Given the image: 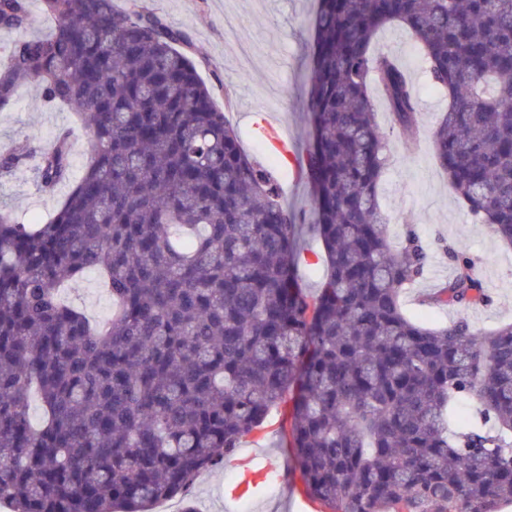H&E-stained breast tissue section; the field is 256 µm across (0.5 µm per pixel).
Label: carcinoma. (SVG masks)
I'll return each instance as SVG.
<instances>
[{"label":"carcinoma","mask_w":512,"mask_h":512,"mask_svg":"<svg viewBox=\"0 0 512 512\" xmlns=\"http://www.w3.org/2000/svg\"><path fill=\"white\" fill-rule=\"evenodd\" d=\"M0 0L15 32L0 112L33 83L86 129L0 151V180L37 159L36 186L67 193L44 221L0 205V504L11 512H151L188 494L286 399L290 447L329 512H497L512 500V322L477 330L407 315L429 254L398 245L380 203L389 164L377 88L420 135L415 89L376 36L404 28L448 98L433 148L474 223L512 244V0H317L303 176L306 224L241 148L190 34L141 0ZM328 272L305 292L299 239ZM454 275L432 302L491 298L479 258L444 245ZM90 273L103 321L61 291ZM41 423L29 413L32 394Z\"/></svg>","instance_id":"1"}]
</instances>
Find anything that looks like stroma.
Wrapping results in <instances>:
<instances>
[{"mask_svg": "<svg viewBox=\"0 0 512 512\" xmlns=\"http://www.w3.org/2000/svg\"><path fill=\"white\" fill-rule=\"evenodd\" d=\"M173 25L187 30L202 57L197 69L214 86L215 103L231 101L229 118L243 149L266 166L276 179L283 200L312 219V199L306 183L297 181L292 166L281 165L260 141L252 127V113L265 112L286 125L297 156L307 145L305 105L312 82L310 47L315 0H144ZM377 50L395 56L414 83L419 110L420 142H412L395 130L384 104H376V121L388 136L390 164L380 188L381 205L391 220V241H398L406 225H415L427 245L430 262L426 273L403 296L405 308L437 323L464 316L478 329L512 321V247L483 224L473 223L456 198L436 159L432 134L447 101L430 88L425 67L410 35L392 26L376 38ZM73 121L67 109L44 107L36 86L21 89L14 108L0 112V148L28 139L48 146L55 131ZM0 203L21 222L43 219L58 204L41 194L33 170L0 181ZM468 252L481 263L478 275L492 297L487 306L465 310L426 304L425 299L443 285V273L453 267L445 244ZM66 298L93 320L108 316L111 302L94 277L73 284ZM292 411L290 403L274 408L262 430L241 440L223 467L202 473L190 496L199 512H302L307 492L289 447ZM264 449L275 468H287L288 481L269 482L254 498L227 501L218 490L231 483L246 466L253 449Z\"/></svg>", "mask_w": 512, "mask_h": 512, "instance_id": "obj_1", "label": "stroma"}]
</instances>
